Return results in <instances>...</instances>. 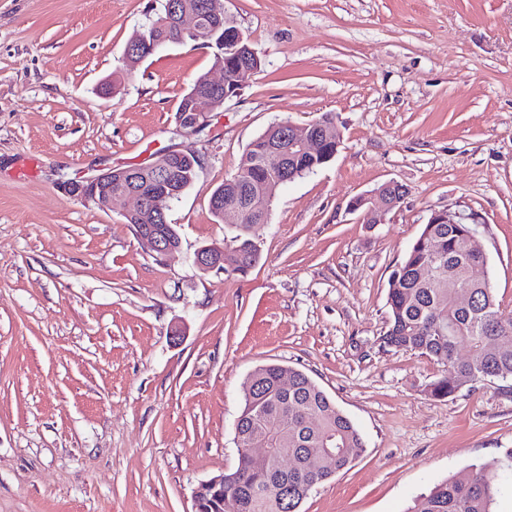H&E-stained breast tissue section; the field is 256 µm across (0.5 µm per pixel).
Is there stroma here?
<instances>
[{
  "mask_svg": "<svg viewBox=\"0 0 512 512\" xmlns=\"http://www.w3.org/2000/svg\"><path fill=\"white\" fill-rule=\"evenodd\" d=\"M221 5L262 65L187 137L177 105L211 50L122 63L160 0H0V512H192L235 467L245 383L271 363L306 372L365 441L301 512H407L512 448L511 380L436 399L442 364L381 342L390 274L449 207L481 217L512 310V0ZM326 113L338 152L277 188L259 262L195 268L230 233L209 199L250 143ZM183 148L201 166L162 262L123 222L132 199L103 210L61 188ZM388 181L403 202L363 223L352 199Z\"/></svg>",
  "mask_w": 512,
  "mask_h": 512,
  "instance_id": "35a3bbf8",
  "label": "stroma"
}]
</instances>
